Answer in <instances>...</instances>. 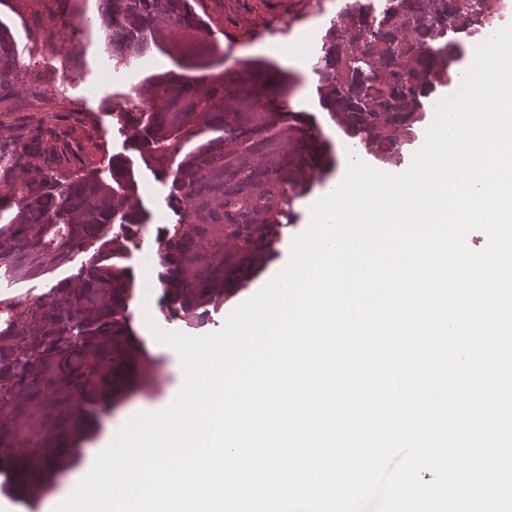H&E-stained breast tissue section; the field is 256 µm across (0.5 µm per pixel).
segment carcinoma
Instances as JSON below:
<instances>
[{
    "label": "carcinoma",
    "mask_w": 512,
    "mask_h": 512,
    "mask_svg": "<svg viewBox=\"0 0 512 512\" xmlns=\"http://www.w3.org/2000/svg\"><path fill=\"white\" fill-rule=\"evenodd\" d=\"M380 15L347 0L322 38L315 71L325 108L347 135L381 158L399 154L423 99L450 77L459 37L482 32L487 0H391ZM101 28L124 65L177 32L204 30L191 0H101ZM20 60L0 25V86ZM159 103L117 112L131 149L170 180L167 206L177 227L157 253L159 281L178 314L203 320L224 300V283L250 280L276 251L282 219L300 190L297 172L330 168L331 147L302 112L288 106L287 80L257 61L242 75H222L199 94L177 77L155 79ZM69 143L40 138L17 152L0 144V272L35 279L92 252L59 280L49 299L8 303L0 318V459L23 454L34 486L46 488L52 433L84 425L104 411L96 397L120 368L141 369L147 388L158 376L133 338L134 280L123 264L133 229L144 223L137 183L126 161L100 169L70 166ZM38 156L34 165L28 158Z\"/></svg>",
    "instance_id": "obj_1"
}]
</instances>
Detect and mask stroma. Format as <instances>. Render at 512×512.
I'll list each match as a JSON object with an SVG mask.
<instances>
[{"label": "stroma", "mask_w": 512, "mask_h": 512, "mask_svg": "<svg viewBox=\"0 0 512 512\" xmlns=\"http://www.w3.org/2000/svg\"><path fill=\"white\" fill-rule=\"evenodd\" d=\"M192 4L204 23L203 35L165 42L117 69L100 26L99 0H0V24L10 29L23 63L10 93L0 99V143L22 145L36 134L54 131L69 142L73 163L85 161L104 171L112 157H123L133 171L145 213L144 225L128 244L125 263L136 278V292L130 303L133 331L156 362L160 381L152 389L123 397L101 415L94 431L83 441L87 448L96 447L118 418L137 411L139 402L176 397V357L169 347L147 335L149 324L191 336L216 332L240 302L256 294L258 286L253 279L235 289L199 325L166 315L157 278L155 233L176 221L166 202L169 183L130 148L125 131L112 118L113 109L132 90L149 94L156 75L167 73L194 81L205 74L216 77L239 72L247 60H272L274 48L287 47L305 31L318 35L308 48L309 56L317 57L319 38L340 12L344 0H192ZM51 38L62 43L61 52H45L44 46ZM290 74L293 84L288 104L307 114L330 142L335 165L329 172L316 171L308 176L305 193L293 203L277 254L264 264L268 270L283 264L293 238L310 225L311 202L335 185L351 157L364 158L367 164L386 173L404 172L435 118L437 102L450 90L445 83L436 86L427 102L424 122L416 127L401 155L386 163L347 136L330 117L322 105L319 78L313 71L294 68Z\"/></svg>", "instance_id": "35a3bbf8"}]
</instances>
